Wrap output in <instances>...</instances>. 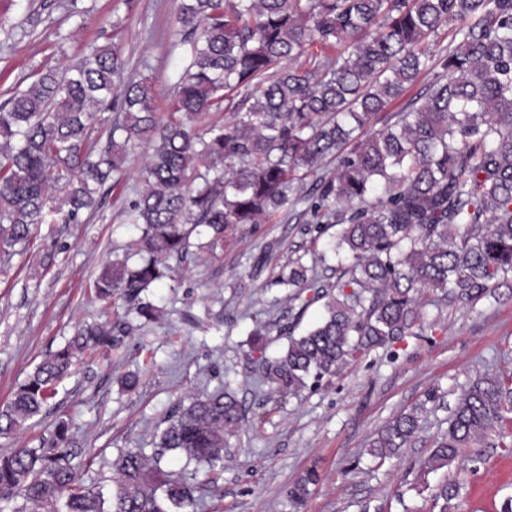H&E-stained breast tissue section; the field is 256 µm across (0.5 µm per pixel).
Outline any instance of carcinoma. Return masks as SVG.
<instances>
[{"label":"carcinoma","mask_w":512,"mask_h":512,"mask_svg":"<svg viewBox=\"0 0 512 512\" xmlns=\"http://www.w3.org/2000/svg\"><path fill=\"white\" fill-rule=\"evenodd\" d=\"M179 44L189 62L158 111L148 79L125 76L114 45L84 56L65 76L41 71L0 105V254L23 248L49 212L65 221L114 189L134 148L151 150L144 190L126 211L138 230L139 262L106 264L92 283L125 316L86 324L45 356L0 407V438L28 428L78 355L111 348L157 322L150 290L170 277L169 260L189 253L205 232L210 251L237 224L270 223L289 203H308L318 224L340 230L325 255L288 262L278 284L322 300L311 328L284 330L287 345L263 361L270 399L280 405L308 381L335 375L358 355L412 333L426 288L474 303L512 288V0H181ZM445 33L458 44L434 55ZM425 91L388 118L386 111L420 76ZM123 120L104 130L98 114ZM229 109L220 124L211 113ZM337 160L331 170L322 162ZM316 175L311 192L305 180ZM336 275L331 281L327 272ZM350 292H345V289ZM512 413V375L485 374L461 391L448 430L425 466L462 462ZM244 415L228 389L178 403L155 435L151 454L118 450L109 484H85L91 460L73 448L59 421L47 443L0 456V504L9 512H197V486L224 468V451ZM413 409L393 417L370 454L395 456L416 437ZM318 474L288 490L305 505ZM459 486L431 489L439 512H454Z\"/></svg>","instance_id":"cac0c4a2"}]
</instances>
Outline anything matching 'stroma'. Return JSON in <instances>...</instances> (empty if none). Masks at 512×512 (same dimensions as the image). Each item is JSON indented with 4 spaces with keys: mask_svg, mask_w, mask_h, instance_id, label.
<instances>
[{
    "mask_svg": "<svg viewBox=\"0 0 512 512\" xmlns=\"http://www.w3.org/2000/svg\"><path fill=\"white\" fill-rule=\"evenodd\" d=\"M179 0H0V103L34 74L66 72L84 54L116 44L133 78L148 77L165 99L185 64L174 44ZM144 149L128 155L118 187L72 222L60 214L38 225L26 252L0 263V405L50 351L84 323L108 322L121 303L104 305L89 288L113 254L128 252L135 230L126 210L142 191ZM337 227L313 223L303 204L287 205L280 222L240 224L216 254L192 252L151 289L158 323L132 331L108 356H79L49 407L0 455L49 439L70 421L82 453L94 454L86 483L110 476L121 448L152 450L172 407L204 389L230 387L244 421L230 440L220 495L197 474L198 512H291L287 490L309 468L320 479L305 512H430L428 490L442 478L461 483L463 512H501L512 497V447L467 449L465 470L430 472L422 463L447 431L461 387L484 373L512 375V290L500 288L476 306L449 302L443 291L420 295L415 335L365 353L319 385L272 408L260 362L277 356L293 320L309 326L321 304L301 308L278 285L290 258L326 251ZM263 326V349L250 333ZM136 372V389L119 380ZM421 407L422 428L397 456L369 454L376 433L400 412Z\"/></svg>",
    "mask_w": 512,
    "mask_h": 512,
    "instance_id": "35a3bbf8",
    "label": "stroma"
}]
</instances>
